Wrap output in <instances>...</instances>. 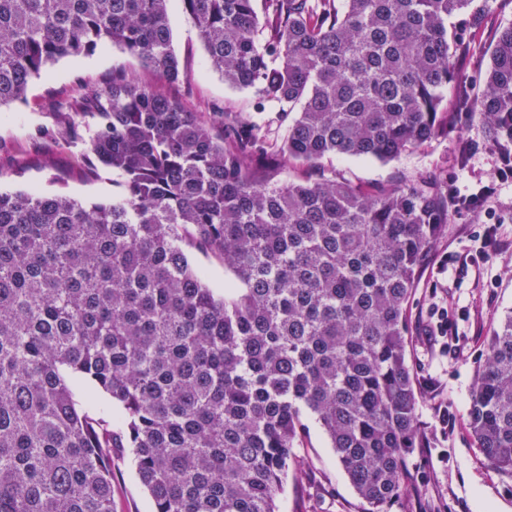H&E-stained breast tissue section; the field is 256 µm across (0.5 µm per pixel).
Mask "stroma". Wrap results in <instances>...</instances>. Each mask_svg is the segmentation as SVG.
I'll use <instances>...</instances> for the list:
<instances>
[{
	"mask_svg": "<svg viewBox=\"0 0 512 512\" xmlns=\"http://www.w3.org/2000/svg\"><path fill=\"white\" fill-rule=\"evenodd\" d=\"M172 47L183 79L170 82L145 69L132 54L106 44L80 56L59 59L31 80L25 101L0 110V189L35 188L64 193L86 203L107 202L121 190V178L100 170L93 178L77 172L81 148L64 139L37 138L40 129H56V100L95 87L112 72L135 75L158 93L197 112H231L256 122L267 139L279 133V114L255 109V93L224 83L215 72L182 0L169 5ZM512 23V0H490L485 25L466 35L458 64L463 80L483 74L498 28ZM478 143L467 163L458 160L462 142ZM325 172L356 186H388L419 176L469 193L495 178L497 153L486 143V128L461 122L422 149L380 163L340 155L322 162ZM496 225L498 248L489 261L476 258L485 226ZM447 310L454 331L432 337L440 310ZM512 312V182L499 185L495 199L479 211H455L448 231L435 244L408 305L409 363L421 392L418 422L422 447L409 458L406 490L390 512H512V477L498 473L477 450L467 426L475 361L487 336ZM296 459L277 496L278 512H365L330 441L313 416ZM129 456L112 455V512H153Z\"/></svg>",
	"mask_w": 512,
	"mask_h": 512,
	"instance_id": "stroma-1",
	"label": "stroma"
}]
</instances>
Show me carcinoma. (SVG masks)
Wrapping results in <instances>:
<instances>
[{
  "instance_id": "obj_1",
  "label": "carcinoma",
  "mask_w": 512,
  "mask_h": 512,
  "mask_svg": "<svg viewBox=\"0 0 512 512\" xmlns=\"http://www.w3.org/2000/svg\"><path fill=\"white\" fill-rule=\"evenodd\" d=\"M182 2L224 81L278 107V141L128 74L56 102L79 172L116 171L124 192L0 191V512H112L114 448L154 512H278L307 414L366 512H389L423 442L407 307L454 206L441 183L365 190L321 162H390L461 117L511 148L512 24L472 92L448 20L480 30L489 0ZM108 43L182 78L169 0H0V108ZM290 164L308 175L271 184ZM189 246L238 287L216 295ZM87 382L109 400L93 412ZM468 428L512 476V315Z\"/></svg>"
}]
</instances>
